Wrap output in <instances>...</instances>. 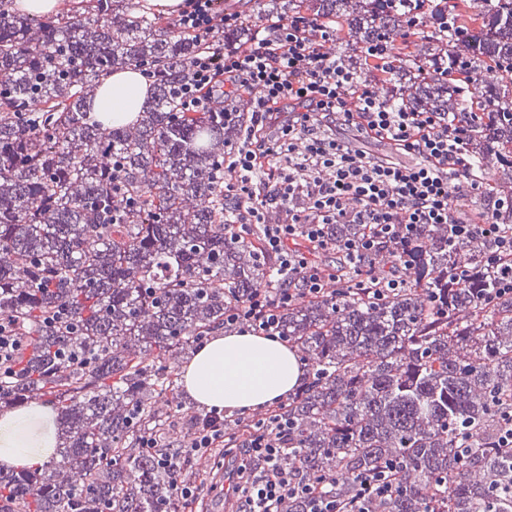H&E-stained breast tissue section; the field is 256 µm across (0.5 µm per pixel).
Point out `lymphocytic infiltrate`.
Listing matches in <instances>:
<instances>
[{"label": "lymphocytic infiltrate", "instance_id": "lymphocytic-infiltrate-1", "mask_svg": "<svg viewBox=\"0 0 512 512\" xmlns=\"http://www.w3.org/2000/svg\"><path fill=\"white\" fill-rule=\"evenodd\" d=\"M173 23L205 44L190 60L193 82L181 95L190 112H232L245 103L249 125L224 153V197L235 207L230 224L262 226L263 255L278 262V284L260 288L224 312V327L283 340L281 322L299 299L318 298L346 281L315 260L338 251L359 278L374 277L376 299L403 287L411 274L418 240L427 224L447 225L453 239L483 237L495 246L503 269L500 291L512 294V229L494 212L473 214L460 202L478 188L471 177L461 127L440 112H417L384 100L369 69L391 67L393 47L378 40L360 51L352 66L332 50L336 27L319 17L265 18L251 37L212 48L241 23V14L219 0H182ZM387 142L413 156L408 165L373 157L345 137ZM333 224H365L368 234L335 244ZM386 249L383 272L368 267L370 255ZM224 411L205 414L192 438L166 460L181 470L224 439ZM285 417L259 423L241 443L243 460L232 486L236 512H288L301 500L309 512H372L399 494L397 468L383 463L357 478L354 493L336 498L320 478L302 475V460H290L283 444Z\"/></svg>", "mask_w": 512, "mask_h": 512}]
</instances>
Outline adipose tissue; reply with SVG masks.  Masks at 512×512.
<instances>
[{
	"label": "adipose tissue",
	"mask_w": 512,
	"mask_h": 512,
	"mask_svg": "<svg viewBox=\"0 0 512 512\" xmlns=\"http://www.w3.org/2000/svg\"><path fill=\"white\" fill-rule=\"evenodd\" d=\"M150 87L133 69L106 78L91 103L93 112L126 122L146 107ZM303 371L285 344L249 333L216 334L183 371L188 397L216 409H256L285 397ZM57 446V415L32 403L0 415V467L48 461Z\"/></svg>",
	"instance_id": "adipose-tissue-1"
}]
</instances>
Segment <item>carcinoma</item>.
<instances>
[{
  "mask_svg": "<svg viewBox=\"0 0 512 512\" xmlns=\"http://www.w3.org/2000/svg\"><path fill=\"white\" fill-rule=\"evenodd\" d=\"M0 0V319L33 350L0 376V412L39 396L59 415L45 465L0 470L17 512H179L186 467L158 465L199 413L175 403L173 356L224 329V310L271 280L259 230L224 223V152L246 107L184 112L172 88L190 78L198 40L140 12L91 0L32 14ZM397 0H263L262 12L336 20L334 49L356 63L385 37L397 56L382 93L463 122L473 174L492 177L485 208L512 225V0H432L409 29ZM455 16L443 27L437 16ZM459 64L476 82H448ZM144 64L154 96L136 121L89 111L105 77ZM360 224H334L337 241ZM419 283L383 300L353 289L288 309L282 331L311 371L281 412L288 447L338 497L393 460L401 491L375 512H512V454L491 452L512 409V296L487 307L500 270L491 244L453 243L428 224ZM443 312H433L427 289ZM67 314L52 327L44 318ZM89 360L71 363L59 351ZM152 437L162 449L143 448Z\"/></svg>",
  "mask_w": 512,
  "mask_h": 512,
  "instance_id": "carcinoma-1",
  "label": "carcinoma"
}]
</instances>
